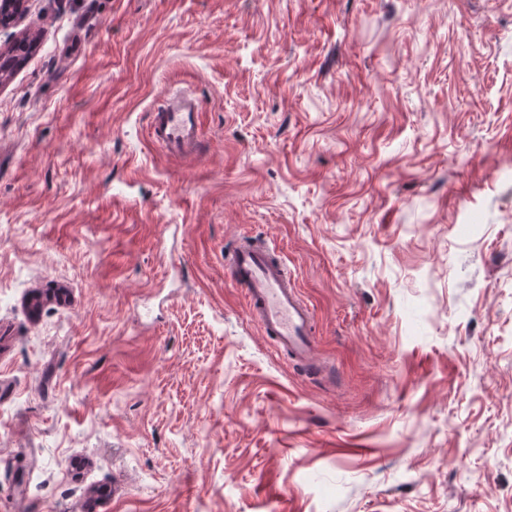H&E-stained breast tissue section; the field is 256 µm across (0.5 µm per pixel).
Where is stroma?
I'll list each match as a JSON object with an SVG mask.
<instances>
[{
	"label": "stroma",
	"mask_w": 512,
	"mask_h": 512,
	"mask_svg": "<svg viewBox=\"0 0 512 512\" xmlns=\"http://www.w3.org/2000/svg\"><path fill=\"white\" fill-rule=\"evenodd\" d=\"M21 38L0 512H512V0H28ZM247 232L320 373L248 320ZM202 103L184 90L168 92L155 108L150 136L168 153L192 155L201 129Z\"/></svg>",
	"instance_id": "obj_1"
}]
</instances>
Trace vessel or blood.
Returning a JSON list of instances; mask_svg holds the SVG:
<instances>
[{"mask_svg":"<svg viewBox=\"0 0 512 512\" xmlns=\"http://www.w3.org/2000/svg\"><path fill=\"white\" fill-rule=\"evenodd\" d=\"M201 115V101L180 89L170 91L154 110L150 136L169 153L194 154ZM226 268L232 285L243 292L248 316L261 334L296 362L311 364L312 313L300 300L295 282L273 251L253 240L241 239Z\"/></svg>","mask_w":512,"mask_h":512,"instance_id":"b4317fda","label":"vessel or blood"}]
</instances>
